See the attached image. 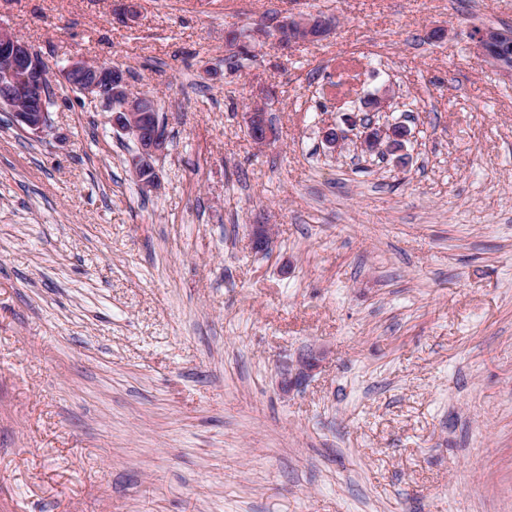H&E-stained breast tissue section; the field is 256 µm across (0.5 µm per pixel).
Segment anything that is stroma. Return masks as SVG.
Instances as JSON below:
<instances>
[{
    "label": "stroma",
    "mask_w": 512,
    "mask_h": 512,
    "mask_svg": "<svg viewBox=\"0 0 512 512\" xmlns=\"http://www.w3.org/2000/svg\"><path fill=\"white\" fill-rule=\"evenodd\" d=\"M115 5L0 0L50 71L126 69L170 137L143 192L94 97L55 81L38 136L0 112V512H512V74L469 39L512 0ZM309 12L331 32L282 45ZM386 87L407 165L352 130L328 154ZM247 130L256 144L263 145L273 138V128H271L266 112H247ZM323 358V351H310L300 357L295 364L288 365L281 373L280 389L288 392L301 385L319 367Z\"/></svg>",
    "instance_id": "stroma-1"
}]
</instances>
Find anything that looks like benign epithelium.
<instances>
[{
    "mask_svg": "<svg viewBox=\"0 0 512 512\" xmlns=\"http://www.w3.org/2000/svg\"><path fill=\"white\" fill-rule=\"evenodd\" d=\"M331 25L330 20L312 14L289 17L280 27L282 44L321 37ZM474 52L487 62L500 63L494 52L499 34L489 28L470 32ZM60 77L74 90L102 101L109 111L112 127L132 138L136 150L128 159L129 169L137 186L143 191L159 186L154 161L167 151L169 134L159 113L155 112L151 95L134 92L124 69L94 61H73L59 70ZM53 75L45 67L38 51L16 33L0 27V112L9 115L15 127L24 133L42 134L50 128L49 107L52 102ZM247 130L259 145L273 138L267 113H247ZM410 129L401 122L368 124L362 127L360 148L368 153L394 157L397 163L406 160V142ZM322 139L331 152L341 153L345 135L336 126L322 131ZM273 243L272 226L255 224L252 245L264 250ZM324 352L311 351L289 365L281 373L280 389L284 392L301 385L317 369Z\"/></svg>",
    "mask_w": 512,
    "mask_h": 512,
    "instance_id": "7a95c632",
    "label": "benign epithelium"
}]
</instances>
